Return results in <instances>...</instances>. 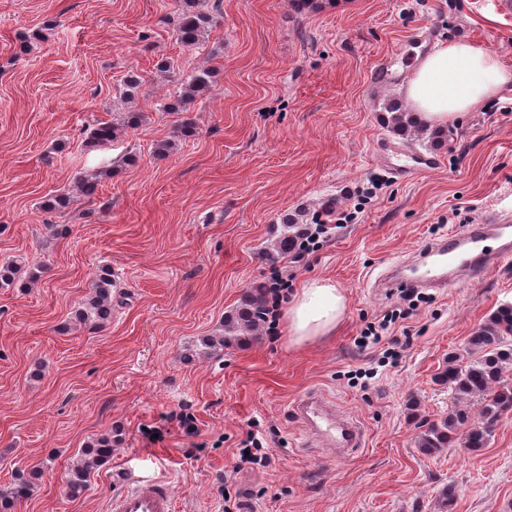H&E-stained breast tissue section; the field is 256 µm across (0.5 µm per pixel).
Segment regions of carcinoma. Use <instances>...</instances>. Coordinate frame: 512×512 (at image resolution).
<instances>
[{"instance_id": "cac0c4a2", "label": "carcinoma", "mask_w": 512, "mask_h": 512, "mask_svg": "<svg viewBox=\"0 0 512 512\" xmlns=\"http://www.w3.org/2000/svg\"><path fill=\"white\" fill-rule=\"evenodd\" d=\"M206 0H180V13L175 25L176 40L184 47L200 45L201 38L216 23L220 13V0H214L213 10L205 9ZM214 83V72L209 68L195 70L182 83L176 103L192 100L209 92ZM390 116L388 126L392 132L404 136L411 127V120L399 107L387 106ZM86 141L91 146L105 144L117 138L118 128L101 122L84 129ZM74 201L73 190L67 189L47 200L48 211L63 210ZM304 231L303 225L291 215L282 218L281 230L266 255L271 260H284L295 254ZM23 266L6 260L0 264V282L13 284L22 275ZM112 271L103 269L94 279L86 300L76 311V318L83 324L103 325L112 319V308L119 305L115 296ZM266 293L264 286L246 290L240 304L231 314L224 316V335L211 336L206 345L220 350L240 340L238 333L261 328L265 322ZM466 354L468 361L448 358V367L440 375V382L448 386L453 406L448 415L438 422L426 423L418 448L432 454L440 448L461 443L465 448H484L492 437L498 421L512 415V382L504 371L512 366V304L499 305L469 336ZM112 436H102L88 443L82 451V460L68 473L67 494L79 498L88 487L91 470L107 463L112 457ZM37 471L19 473L9 487L0 490V512H14L21 499L33 488Z\"/></svg>"}]
</instances>
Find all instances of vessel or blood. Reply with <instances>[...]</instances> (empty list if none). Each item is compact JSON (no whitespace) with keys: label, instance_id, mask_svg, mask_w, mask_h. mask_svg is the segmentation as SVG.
I'll list each match as a JSON object with an SVG mask.
<instances>
[{"label":"vessel or blood","instance_id":"obj_1","mask_svg":"<svg viewBox=\"0 0 512 512\" xmlns=\"http://www.w3.org/2000/svg\"><path fill=\"white\" fill-rule=\"evenodd\" d=\"M393 177L407 180L434 170L439 160L426 153L403 150L385 158ZM512 258V209H491L483 223L463 233L432 240L412 259L401 262L396 273L383 280L387 288H443L449 280L465 279L498 262ZM295 417L315 437L329 443L338 453L349 455L362 446L356 424L335 405L319 395H308L293 406ZM172 487L154 477L123 473L121 488L109 500V512H175Z\"/></svg>","mask_w":512,"mask_h":512}]
</instances>
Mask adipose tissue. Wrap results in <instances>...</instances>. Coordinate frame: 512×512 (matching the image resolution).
Instances as JSON below:
<instances>
[{
  "instance_id": "ef3b65f1",
  "label": "adipose tissue",
  "mask_w": 512,
  "mask_h": 512,
  "mask_svg": "<svg viewBox=\"0 0 512 512\" xmlns=\"http://www.w3.org/2000/svg\"><path fill=\"white\" fill-rule=\"evenodd\" d=\"M512 83V70L496 56L460 40L435 46L415 67L407 97L422 122L445 126ZM346 311V298L321 280L306 283L286 305L288 334L301 344L332 333Z\"/></svg>"
}]
</instances>
